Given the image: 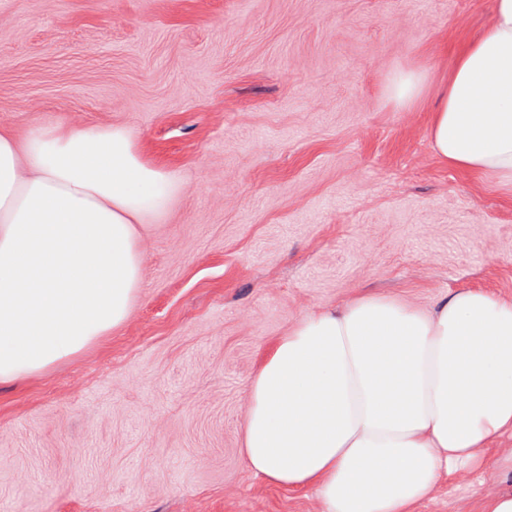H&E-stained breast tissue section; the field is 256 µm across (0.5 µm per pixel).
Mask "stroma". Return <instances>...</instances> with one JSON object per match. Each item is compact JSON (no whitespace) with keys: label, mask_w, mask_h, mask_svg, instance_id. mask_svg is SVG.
Masks as SVG:
<instances>
[{"label":"stroma","mask_w":512,"mask_h":512,"mask_svg":"<svg viewBox=\"0 0 512 512\" xmlns=\"http://www.w3.org/2000/svg\"><path fill=\"white\" fill-rule=\"evenodd\" d=\"M493 0H0V128L126 127L182 189L128 321L0 384V512H320L246 466L247 388L363 290L512 295V195L441 162L437 92ZM430 89L400 105L393 71ZM501 487L440 484L418 512Z\"/></svg>","instance_id":"stroma-1"}]
</instances>
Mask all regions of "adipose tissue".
Listing matches in <instances>:
<instances>
[{"mask_svg": "<svg viewBox=\"0 0 512 512\" xmlns=\"http://www.w3.org/2000/svg\"><path fill=\"white\" fill-rule=\"evenodd\" d=\"M450 168L512 194V0L457 55L432 115ZM122 126L0 130V383L46 372L123 326L141 240L179 194ZM242 454L322 512H416L440 482H512V296L454 288L430 305L364 291L309 311L248 386Z\"/></svg>", "mask_w": 512, "mask_h": 512, "instance_id": "ef3b65f1", "label": "adipose tissue"}]
</instances>
